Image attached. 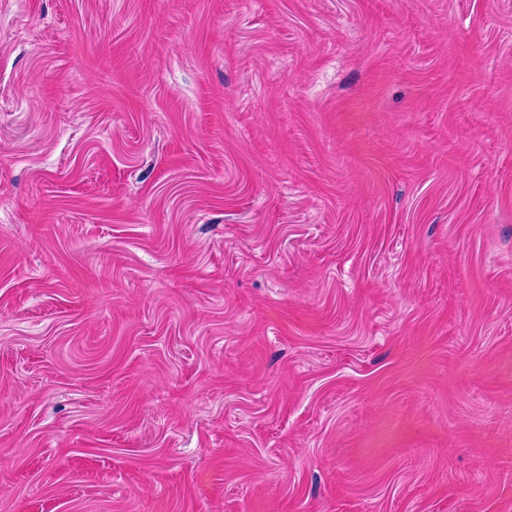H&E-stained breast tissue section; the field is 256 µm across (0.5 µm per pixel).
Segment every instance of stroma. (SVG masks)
I'll list each match as a JSON object with an SVG mask.
<instances>
[{"label": "stroma", "mask_w": 512, "mask_h": 512, "mask_svg": "<svg viewBox=\"0 0 512 512\" xmlns=\"http://www.w3.org/2000/svg\"><path fill=\"white\" fill-rule=\"evenodd\" d=\"M0 512H512V0H0Z\"/></svg>", "instance_id": "obj_1"}]
</instances>
